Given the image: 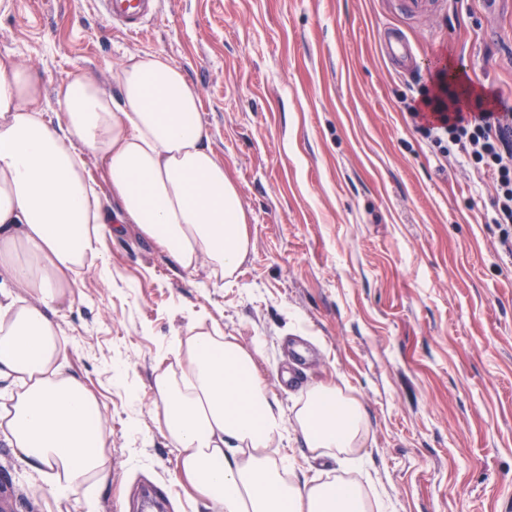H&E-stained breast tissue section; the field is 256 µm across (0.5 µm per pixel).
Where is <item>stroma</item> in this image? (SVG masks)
Returning a JSON list of instances; mask_svg holds the SVG:
<instances>
[{"label": "stroma", "instance_id": "stroma-1", "mask_svg": "<svg viewBox=\"0 0 512 512\" xmlns=\"http://www.w3.org/2000/svg\"><path fill=\"white\" fill-rule=\"evenodd\" d=\"M414 49L397 72L385 28ZM160 52L201 94L211 146L235 183L251 239L234 277L200 288L139 234L106 238L112 270H85L59 322L66 370L106 408L108 477L96 512H209L172 479L154 377L190 316L243 346L284 411L319 382L347 386L368 413L352 464L283 442L309 477L373 479L388 512H512V255L486 218L495 189L442 153L406 110L458 66L463 111L512 113V11L499 0H165L131 36L94 0H11L0 63L36 70L48 102L77 72L111 86L130 56ZM123 375H116V368ZM85 512L54 499L0 440V506Z\"/></svg>", "mask_w": 512, "mask_h": 512}]
</instances>
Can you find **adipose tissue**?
I'll use <instances>...</instances> for the list:
<instances>
[{"label":"adipose tissue","instance_id":"adipose-tissue-1","mask_svg":"<svg viewBox=\"0 0 512 512\" xmlns=\"http://www.w3.org/2000/svg\"><path fill=\"white\" fill-rule=\"evenodd\" d=\"M113 90L83 73L42 106L33 69L0 64V382L13 384L0 434L24 471L52 474L66 497L108 472L105 408L65 375L59 315L85 265L111 277L104 235L136 230L187 276L223 285L250 250L238 191L210 145L200 93L162 53L131 56ZM101 165L88 184L79 155ZM174 366L154 378L160 429L177 452L173 477L216 512H371L349 481L299 479L270 448L300 435L317 457L354 454L368 434L348 388L318 383L285 415L257 366L264 343L227 340L203 318L174 337Z\"/></svg>","mask_w":512,"mask_h":512}]
</instances>
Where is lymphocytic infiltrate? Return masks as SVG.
I'll list each match as a JSON object with an SVG mask.
<instances>
[{
    "mask_svg": "<svg viewBox=\"0 0 512 512\" xmlns=\"http://www.w3.org/2000/svg\"><path fill=\"white\" fill-rule=\"evenodd\" d=\"M408 112L420 133L434 143H451L495 188L490 220L500 229L501 243L512 252V114L482 112L469 116L449 111L436 95L409 105Z\"/></svg>",
    "mask_w": 512,
    "mask_h": 512,
    "instance_id": "f902f5d3",
    "label": "lymphocytic infiltrate"
}]
</instances>
